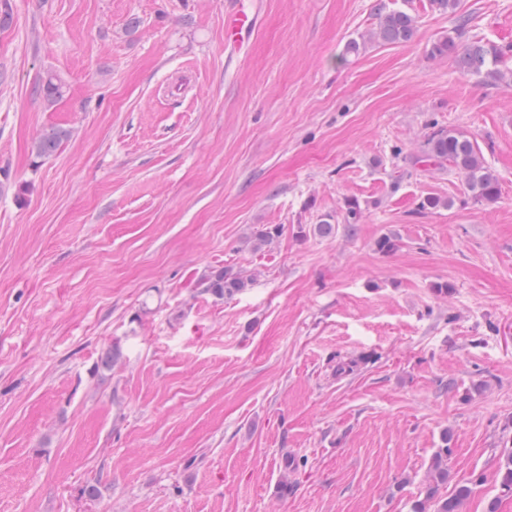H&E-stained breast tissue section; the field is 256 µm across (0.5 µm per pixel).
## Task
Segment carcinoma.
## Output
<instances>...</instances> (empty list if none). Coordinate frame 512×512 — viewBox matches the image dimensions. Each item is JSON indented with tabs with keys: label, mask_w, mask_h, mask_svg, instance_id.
<instances>
[{
	"label": "carcinoma",
	"mask_w": 512,
	"mask_h": 512,
	"mask_svg": "<svg viewBox=\"0 0 512 512\" xmlns=\"http://www.w3.org/2000/svg\"><path fill=\"white\" fill-rule=\"evenodd\" d=\"M468 19L462 16L456 27L435 40L428 54L432 57L448 56L455 59L458 67L474 74H483L492 85L512 86V68L504 69L501 64L512 57V46H501L481 40L464 43L462 34ZM417 20L404 11H388L378 8L376 24L361 41L352 40L346 46V52L357 53L366 42L384 44H403L412 40L416 33ZM39 95L45 103L51 104L62 95V84L53 77H48L39 85ZM68 129L51 127L43 130L33 143L32 152L39 159L53 156L61 144L69 139ZM424 157L433 166L450 165L461 176L468 196L476 204L492 203L500 195V184L494 171L485 164L478 145L464 132L437 128L425 138ZM283 231L279 224H268L254 232L247 243L259 250L272 244ZM313 234L320 238L336 236V224L333 216L327 215L313 225ZM254 276L231 269L220 270L204 280L206 291L217 296H233L252 286ZM448 436H443V446L439 448L432 460L428 483L424 497L412 504V512H460L465 500L473 493V486L478 480H468L456 486L453 494L440 495V487L448 481ZM500 489L512 492V449L503 454L500 466Z\"/></svg>",
	"instance_id": "obj_1"
}]
</instances>
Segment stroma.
Here are the masks:
<instances>
[{
  "label": "stroma",
  "mask_w": 512,
  "mask_h": 512,
  "mask_svg": "<svg viewBox=\"0 0 512 512\" xmlns=\"http://www.w3.org/2000/svg\"><path fill=\"white\" fill-rule=\"evenodd\" d=\"M380 5L414 38L347 54ZM2 9L0 512H411L444 442L441 495L474 477L462 512H512V89L428 54L460 16L512 43V0ZM49 127L71 136L41 161ZM440 127L478 144L495 202L423 162ZM326 214L335 238L300 234ZM265 224L284 232L252 250ZM224 268L255 281L205 292ZM252 18L244 11H236L224 20V39L227 42H238L243 31L251 29Z\"/></svg>",
  "instance_id": "obj_1"
}]
</instances>
